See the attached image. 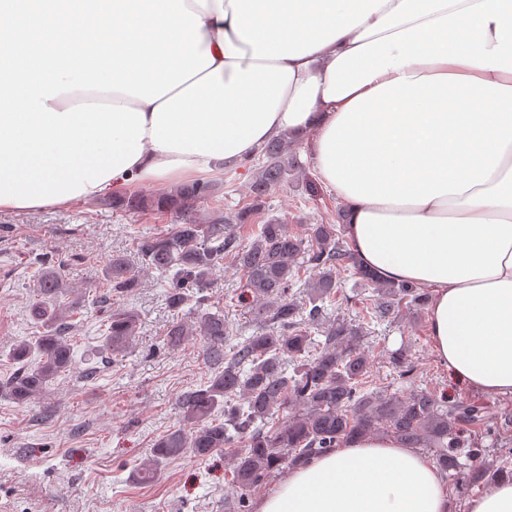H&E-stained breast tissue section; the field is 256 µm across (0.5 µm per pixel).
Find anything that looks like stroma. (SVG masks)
Instances as JSON below:
<instances>
[{
  "label": "stroma",
  "mask_w": 512,
  "mask_h": 512,
  "mask_svg": "<svg viewBox=\"0 0 512 512\" xmlns=\"http://www.w3.org/2000/svg\"><path fill=\"white\" fill-rule=\"evenodd\" d=\"M302 169L288 185L268 196L259 223L277 220L289 232L303 234L309 224H333L343 207L336 193L306 183L318 174L306 152ZM252 166L230 165L215 178L209 197L198 201L199 221L210 224L247 206ZM180 217L172 211L129 213L112 197L88 200L65 209L37 213H0V512H224L231 469L223 451L198 459L186 455L164 461L157 479L139 483L135 469L152 455L156 441L179 428V395L203 384L209 370L201 337L169 349L165 330L184 313L168 306L159 272L143 268L134 237L164 233ZM133 263L137 286L121 297L119 307L138 313L131 347L123 357L106 358L102 350L105 314L98 299L106 290V268L114 256ZM56 271L63 281V307L72 310L68 333L75 358L70 372L20 405L4 387L20 367L9 357L14 345L36 335L29 318L39 267ZM208 292L210 312H223L238 337L259 324L248 305L239 302L235 269L221 265ZM329 317L362 316L367 292L357 278L343 273ZM427 307L402 309L397 320L371 324L364 338L370 357V387L402 394L425 388L447 395L450 403L486 406L480 427L465 437L480 448L484 464L512 470V397H488L457 384L437 359L427 323ZM405 349L414 369L402 377L392 352ZM97 375L88 381L86 369Z\"/></svg>",
  "instance_id": "stroma-1"
}]
</instances>
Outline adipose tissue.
Masks as SVG:
<instances>
[{
	"mask_svg": "<svg viewBox=\"0 0 512 512\" xmlns=\"http://www.w3.org/2000/svg\"><path fill=\"white\" fill-rule=\"evenodd\" d=\"M214 64L154 103L120 92L49 100L128 106L146 122L140 181L215 176L283 135L344 201L356 260L430 295L436 356L512 397V0H185ZM255 512H451L441 472L369 435L289 470Z\"/></svg>",
	"mask_w": 512,
	"mask_h": 512,
	"instance_id": "1",
	"label": "adipose tissue"
}]
</instances>
